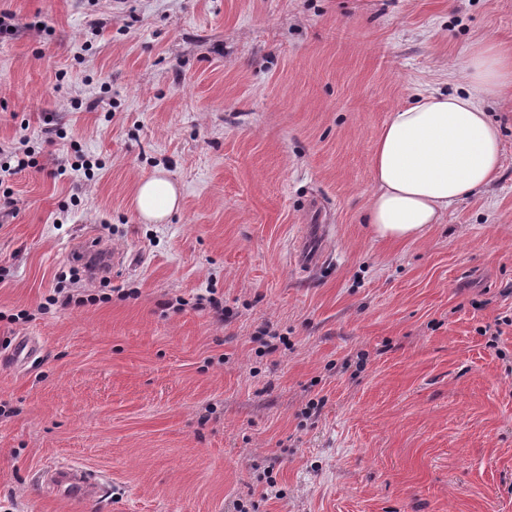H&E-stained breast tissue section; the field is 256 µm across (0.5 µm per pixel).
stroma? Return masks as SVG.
<instances>
[{
	"label": "stroma",
	"mask_w": 512,
	"mask_h": 512,
	"mask_svg": "<svg viewBox=\"0 0 512 512\" xmlns=\"http://www.w3.org/2000/svg\"><path fill=\"white\" fill-rule=\"evenodd\" d=\"M4 13L0 512H512V94L486 103L489 191L415 242L363 221L391 112L467 91L458 63L512 45V0ZM20 144L35 165L12 174ZM160 168L181 208L144 224ZM88 236L122 254L105 281L72 257ZM76 282L95 303L46 306ZM56 462L107 497L46 494Z\"/></svg>",
	"instance_id": "obj_1"
}]
</instances>
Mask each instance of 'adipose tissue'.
Listing matches in <instances>:
<instances>
[{
    "label": "adipose tissue",
    "instance_id": "1",
    "mask_svg": "<svg viewBox=\"0 0 512 512\" xmlns=\"http://www.w3.org/2000/svg\"><path fill=\"white\" fill-rule=\"evenodd\" d=\"M466 94H426L391 112L370 164L375 191L368 222L379 239L424 237L448 210L491 186L504 166L501 135L485 102L512 92V51L493 40L477 43L460 63ZM180 206L164 171L143 177L135 207L150 224Z\"/></svg>",
    "mask_w": 512,
    "mask_h": 512
}]
</instances>
